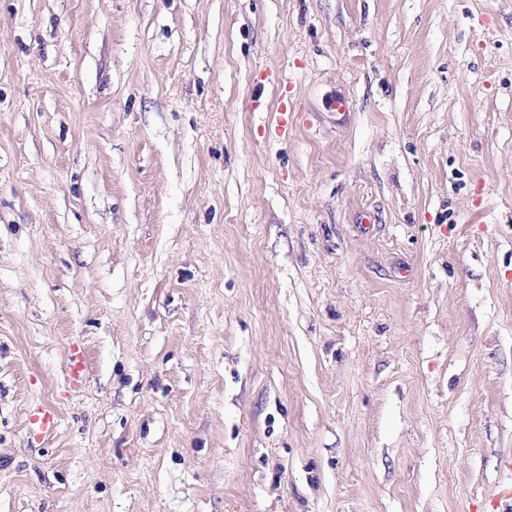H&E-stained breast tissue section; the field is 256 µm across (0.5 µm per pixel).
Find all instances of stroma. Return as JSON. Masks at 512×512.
Here are the masks:
<instances>
[{
  "label": "stroma",
  "instance_id": "1",
  "mask_svg": "<svg viewBox=\"0 0 512 512\" xmlns=\"http://www.w3.org/2000/svg\"><path fill=\"white\" fill-rule=\"evenodd\" d=\"M509 494L512 0H0V512Z\"/></svg>",
  "mask_w": 512,
  "mask_h": 512
}]
</instances>
